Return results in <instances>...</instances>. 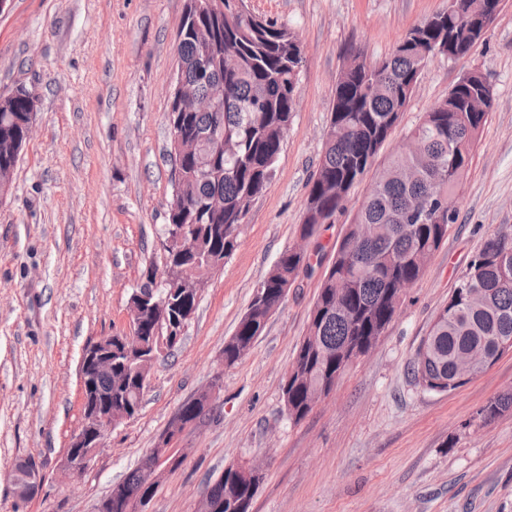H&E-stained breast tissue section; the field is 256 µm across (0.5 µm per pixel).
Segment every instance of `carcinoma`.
<instances>
[{"instance_id": "obj_1", "label": "carcinoma", "mask_w": 512, "mask_h": 512, "mask_svg": "<svg viewBox=\"0 0 512 512\" xmlns=\"http://www.w3.org/2000/svg\"><path fill=\"white\" fill-rule=\"evenodd\" d=\"M196 25L212 35L208 46L195 34H186L177 45L187 79H202L199 92L224 90L216 112H178L169 109L167 120L197 139L195 159L180 161L182 179L177 191L179 225L191 241L188 249L174 243L165 249V266L193 264L205 268L214 256L227 257L235 248L237 226L248 212L242 203L262 195L274 173L275 163L288 133L298 94L304 59L289 58V48L298 40L290 29L263 20L239 8L240 0H189ZM462 10L457 23L443 25L425 34L415 46L393 51L383 67L367 70L362 53L354 51V71L336 82V99L329 130L325 133L316 172L309 181L307 202L318 206L325 218L345 211L349 192L367 174L372 191L364 197L340 240L309 314L308 328L316 344H302L294 361L300 366L282 399L288 418L304 419L306 399L322 388L325 379L341 374L350 351L372 346L394 318L402 303V286L414 284L423 274L425 259L439 249L449 224L427 212L437 201L462 190L471 154L486 124L488 113L465 112L462 105L470 91L458 85L453 97H443L425 112L405 135L414 148L396 150L376 164L383 142L399 124L411 82L421 78L422 55L432 45L448 41H474L471 17L481 13L482 0H458ZM239 58L233 70L224 69V49ZM206 71L199 74L201 59ZM32 94L19 87L0 96V169L16 167L25 140V125L31 112ZM227 149L216 152L219 139ZM224 195V211L211 212L207 199ZM512 250V236L495 232L488 236L478 257L463 276L448 305L439 311L411 365L413 381L434 391L446 382L456 389L457 363L475 347L493 349L500 336H512V255L507 263L485 262ZM309 258L289 249L282 251L273 268L259 283L256 295L269 306L280 305L287 278L308 269ZM143 288H154V299L167 298L175 327L188 323L197 308L194 280L182 285L147 271ZM266 325V310L252 301L233 336L224 343V365H234L254 344ZM115 366L127 372L128 384L118 387L100 382L103 392H112V411L140 408L144 391L138 362L122 351L118 338L112 341ZM512 409V391L490 400L478 411L489 422ZM145 484L141 467L133 469L112 486L106 499L112 512H132L129 504Z\"/></svg>"}]
</instances>
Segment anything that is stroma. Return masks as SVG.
Here are the masks:
<instances>
[{
    "label": "stroma",
    "instance_id": "35a3bbf8",
    "mask_svg": "<svg viewBox=\"0 0 512 512\" xmlns=\"http://www.w3.org/2000/svg\"><path fill=\"white\" fill-rule=\"evenodd\" d=\"M298 34L305 63L274 176L210 274L182 342L151 370L138 414L112 430L91 469L63 459L82 422L78 367L85 346L124 334L128 307L163 261L172 197L166 114L186 0H12L0 13V96L26 86L35 130L0 201V512H93L156 448L176 411L222 373L219 396L181 433L183 463L167 472L148 512H197L227 464L252 460L265 477L252 512H512V409L477 412L512 390V352L461 387L415 385L409 363L486 237L512 233V0L463 58L437 56L389 142L388 156L467 72L480 69L494 104L458 202V218L408 288L378 345L348 365L300 422L281 387L348 211L300 241L308 182L330 122L348 48L388 57L448 0H245ZM304 245L310 266L251 350L222 368L260 281L280 252ZM33 460L41 483L17 500L12 469ZM512 409V391L503 393L496 398L490 400L477 413L484 423L495 419L503 412Z\"/></svg>",
    "mask_w": 512,
    "mask_h": 512
}]
</instances>
